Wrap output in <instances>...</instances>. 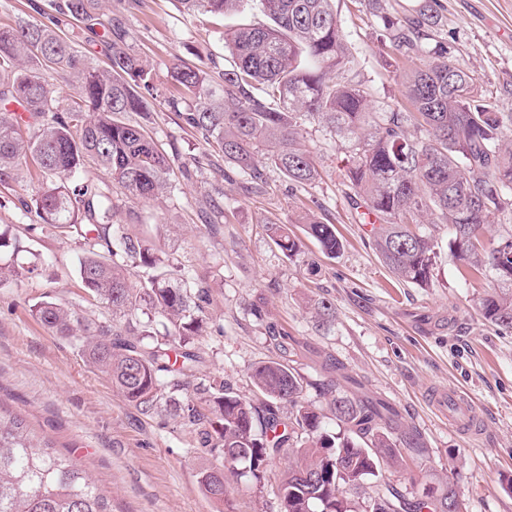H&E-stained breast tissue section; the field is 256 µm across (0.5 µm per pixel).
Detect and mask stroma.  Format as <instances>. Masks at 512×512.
<instances>
[{"label": "stroma", "mask_w": 512, "mask_h": 512, "mask_svg": "<svg viewBox=\"0 0 512 512\" xmlns=\"http://www.w3.org/2000/svg\"><path fill=\"white\" fill-rule=\"evenodd\" d=\"M335 8L353 47L356 81L376 108L409 111L402 82L415 59L392 54L381 41L382 20L354 0H335ZM438 13L455 66L473 73L512 112V0H438ZM99 15L121 19L153 66L155 91L144 124L174 174L171 189L150 202L130 198L102 170L88 174L111 198L114 223L203 280L209 301L206 331L195 340V382L216 379L260 402L251 372L283 356L272 332L288 334L286 356L304 378L307 404L327 413L322 382L352 376L363 392L394 404L423 443V452H405L381 477L344 490L356 512H365L383 481L411 498L452 484L460 512H512V329L488 323L479 310L493 280L448 258L449 230L437 224L430 228L440 252L431 286L397 281L376 255L362 208L347 194L348 149L321 127L304 130L320 172L314 185L292 184L274 171L256 185L170 111L165 99L175 90L173 64L202 61L211 72L223 70L230 62L225 30L258 18V6L214 18L183 14L176 0H102ZM39 184L31 163L0 182V230L22 246L17 254L0 253V264L26 270L20 283L0 284V408L21 415L56 449H73L112 512H280L277 487L291 454L273 459L262 481L228 477L224 500L214 501L201 476L222 466V457L201 448L196 432L169 414H142L72 339L33 316L35 305L52 300L87 324L111 319L77 277L85 242L16 207ZM308 210L335 225L344 244L336 258L325 257L307 235L301 216ZM270 224L293 230L304 259H288L276 247L266 232ZM319 299L336 308L330 327L311 314ZM327 358L340 372L323 371ZM433 390L466 395L477 429L452 425L447 410L429 400Z\"/></svg>", "instance_id": "stroma-1"}]
</instances>
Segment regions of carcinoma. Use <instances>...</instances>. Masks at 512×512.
Wrapping results in <instances>:
<instances>
[{"label":"carcinoma","instance_id":"1","mask_svg":"<svg viewBox=\"0 0 512 512\" xmlns=\"http://www.w3.org/2000/svg\"><path fill=\"white\" fill-rule=\"evenodd\" d=\"M98 0H65L56 14L31 0L46 21L20 20L0 26V181L33 161L42 178L33 203L46 224L89 244L77 273L83 288L112 315L109 325L91 327L76 312L44 301L33 310L51 332L80 343L84 356L108 375L124 399L146 415L165 409L196 431L200 444L224 458V468L203 473L213 499L224 501L228 471L240 469L255 480L276 455L291 449L294 465L277 488L281 512H354L336 496L357 488L396 463L400 449H416L418 435L401 429L399 412L385 399L354 393L334 397L330 411L345 431L333 433L302 401L303 378L284 361H267L251 374L265 397L257 406L224 387L198 384L188 394L198 355L192 347L204 332L208 291L188 268L172 265L146 240L112 223V199L84 179L78 193L67 180L82 174L89 159L107 169L112 181L138 200H152L169 184L172 161L138 122L119 118L147 109L152 69L128 44L117 19L98 20ZM187 14L224 16L251 0H177ZM270 23L238 27L224 35L230 67L212 78L201 66L179 65L168 99L186 125L197 129L224 156V162L252 181L272 169L295 184H310L319 172L302 148L304 126L315 122L346 144L351 160L344 178L353 198L376 216L372 238L381 262L399 280L431 285L439 258L432 234L420 229L427 217L451 231L452 259L487 272L497 287L480 299L482 317L512 329V230L486 249L484 225L512 215V112L486 94L474 75L457 68L449 43L436 38L435 0L418 4L398 21L384 20L391 48L401 56L422 55L404 79L410 112H379L361 84L350 77L354 56L333 0H259ZM83 21L103 27L100 42L109 69L101 71L61 26ZM77 74L81 102L53 95L47 74ZM204 100L186 108L187 100ZM18 104L26 112L7 109ZM33 128L28 137L21 124ZM422 137L411 139L407 127ZM276 246L290 259L300 255L298 239L286 224L269 227ZM306 232L323 255L334 258L343 242L333 224L314 217ZM153 270L132 281V269ZM325 325L336 308L314 305ZM162 319L163 332L152 317ZM149 343H144V340ZM290 406L283 416L280 404ZM458 502L448 487L440 498L411 500L387 483L370 499L368 512H448ZM0 512H112L108 498L69 453L57 451L30 432L18 415L0 409Z\"/></svg>","mask_w":512,"mask_h":512}]
</instances>
